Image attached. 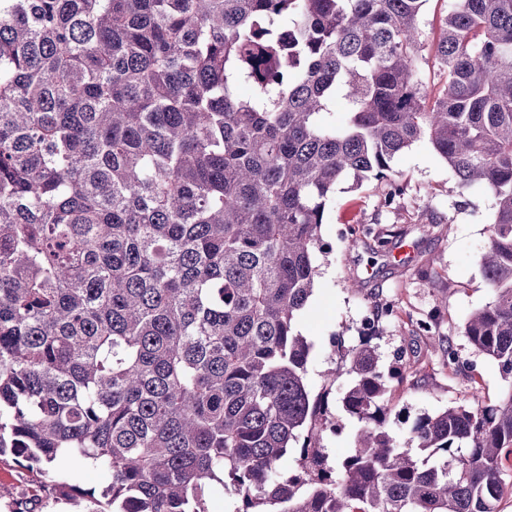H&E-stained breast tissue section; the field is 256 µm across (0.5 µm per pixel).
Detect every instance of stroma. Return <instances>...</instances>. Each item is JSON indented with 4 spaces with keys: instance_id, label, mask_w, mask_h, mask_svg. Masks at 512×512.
<instances>
[{
    "instance_id": "35a3bbf8",
    "label": "stroma",
    "mask_w": 512,
    "mask_h": 512,
    "mask_svg": "<svg viewBox=\"0 0 512 512\" xmlns=\"http://www.w3.org/2000/svg\"><path fill=\"white\" fill-rule=\"evenodd\" d=\"M392 167L403 193L391 209L372 182L337 184L321 228L320 276L300 329L315 344L311 384L318 392L324 373L359 344L362 319L393 304L396 315L383 320L375 342L384 364H398L404 377L390 393V408L393 431L405 441L419 418L457 402L497 403L506 383L497 363L475 353L463 334L470 313L491 299L480 255L489 242L494 193L480 185L458 191L452 170L424 141ZM358 224L387 238L389 252L374 255L353 242L346 229ZM404 244L413 254L407 263L394 255ZM423 321L431 322V333L420 331ZM437 337L457 350V369H448ZM57 494L15 455L0 454V512H65Z\"/></svg>"
}]
</instances>
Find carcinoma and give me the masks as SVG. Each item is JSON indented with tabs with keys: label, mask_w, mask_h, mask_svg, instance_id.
I'll use <instances>...</instances> for the list:
<instances>
[{
	"label": "carcinoma",
	"mask_w": 512,
	"mask_h": 512,
	"mask_svg": "<svg viewBox=\"0 0 512 512\" xmlns=\"http://www.w3.org/2000/svg\"><path fill=\"white\" fill-rule=\"evenodd\" d=\"M0 0V453L108 471L112 512H498L512 476V0ZM437 67L438 85L418 80ZM344 124L325 121L337 97ZM426 140L496 197L463 335L494 405L388 426L379 347L333 378L299 320L336 183L402 195ZM74 512L97 499L59 483ZM449 3V0H431L426 5L421 27L428 41H432L438 35L440 21L447 13ZM347 382V377L337 379L336 384L332 386L329 396V404L332 411L336 414V423L339 425V430L336 435L328 433L324 445L327 448H332V454L336 457L342 456L349 448L353 447L354 438L358 431L357 422L349 418L338 407L339 395Z\"/></svg>",
	"instance_id": "obj_1"
}]
</instances>
